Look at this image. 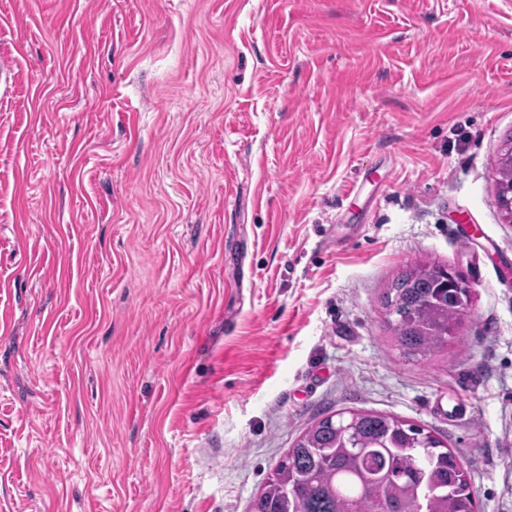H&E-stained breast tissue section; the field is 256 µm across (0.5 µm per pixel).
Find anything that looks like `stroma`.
I'll return each instance as SVG.
<instances>
[{"label":"stroma","mask_w":512,"mask_h":512,"mask_svg":"<svg viewBox=\"0 0 512 512\" xmlns=\"http://www.w3.org/2000/svg\"><path fill=\"white\" fill-rule=\"evenodd\" d=\"M509 143L512 0H0V512H249L346 410L512 512ZM448 274L459 288L448 282ZM399 282L401 288H393ZM462 276L442 265H420L403 271L388 288L384 306L395 342L404 359L426 357L455 339L464 289ZM393 293V295H392Z\"/></svg>","instance_id":"obj_1"}]
</instances>
